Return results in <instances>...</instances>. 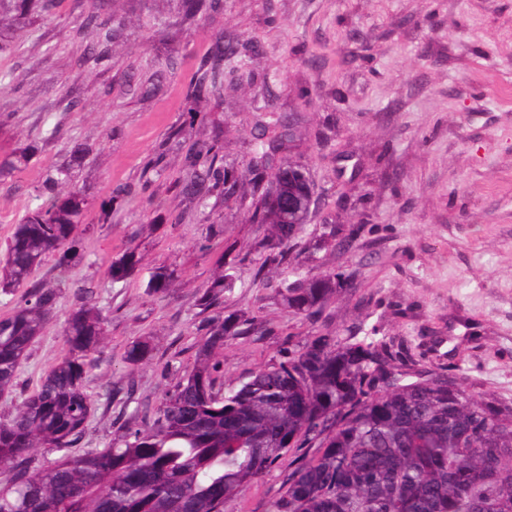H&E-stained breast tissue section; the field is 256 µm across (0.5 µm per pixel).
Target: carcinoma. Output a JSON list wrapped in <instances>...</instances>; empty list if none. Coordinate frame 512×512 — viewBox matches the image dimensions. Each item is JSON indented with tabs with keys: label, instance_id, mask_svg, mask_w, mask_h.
Instances as JSON below:
<instances>
[{
	"label": "carcinoma",
	"instance_id": "cac0c4a2",
	"mask_svg": "<svg viewBox=\"0 0 512 512\" xmlns=\"http://www.w3.org/2000/svg\"><path fill=\"white\" fill-rule=\"evenodd\" d=\"M58 0H0V56L17 46L4 31L50 12ZM224 9V0H181L178 17L191 28L198 17ZM84 26L97 41L85 56L93 69L112 65V18L90 12ZM235 49L218 41L185 100L183 123L202 115L204 93L224 90V56ZM256 144L243 171L230 174L215 142L187 145L184 186L193 200L228 198V179L252 186L253 216L266 215L292 197L308 212L306 182L271 174L278 154L294 141L285 131ZM75 164L48 170L32 204L15 226L5 254L0 292H27L0 317V393L17 386L32 344L56 317L62 287L86 258L80 230L85 200L69 189ZM129 195L118 184L100 205L99 221ZM301 214L283 212L274 225L276 246L266 260L288 255ZM56 285L33 280L47 258ZM129 251L111 261L114 282L134 267ZM297 279L281 289L289 308L317 323L336 293V276ZM233 279H218L198 305L216 311L196 344L192 371L165 394L150 417L131 416L105 448L78 455L74 446L90 422L93 404L85 381L98 368L109 318L94 291L77 288L81 305L64 323L68 354L53 365L15 412L0 418V512H224L226 499L273 471L283 455L298 452L284 475L286 490L274 512H512V407L474 396L464 378L442 368L417 367L372 336L345 339L327 331L288 348L251 372L237 389L217 387L224 342L255 330L246 314L224 313ZM151 353L133 342L125 360ZM54 452L62 456L51 459Z\"/></svg>",
	"mask_w": 512,
	"mask_h": 512
}]
</instances>
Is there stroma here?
Wrapping results in <instances>:
<instances>
[{"label":"stroma","instance_id":"1","mask_svg":"<svg viewBox=\"0 0 512 512\" xmlns=\"http://www.w3.org/2000/svg\"><path fill=\"white\" fill-rule=\"evenodd\" d=\"M94 7L61 0L16 33L18 53L0 58L17 77L0 87V161L33 150L0 177V258L46 171L76 143L93 147L74 181L87 199V257L16 389L0 395V418L65 356L62 324L75 285H87L112 322L86 382L93 415L74 450L104 447L190 371L210 319L196 299L223 274L235 281L225 313H246L258 326L225 342L223 390L288 344L333 330L390 342L465 378L474 394L512 405V0H224L222 12L189 30L175 24L177 0H106L104 15L123 23L108 70L84 62L91 37L81 25ZM160 13L172 24L164 42L153 26ZM219 38L237 48L224 60L236 79L222 97L202 100V122L184 127L190 84ZM274 112L292 118L288 156L308 167L325 204L287 259L268 263L270 227L252 223L242 195L196 206L180 190L186 139H218L225 167L239 170L256 139L274 135ZM158 153L162 169L143 183L142 165ZM115 183L129 186L131 199L103 224L99 205ZM128 251L134 272L112 282L109 260ZM296 266L350 281L322 323L295 314L279 294ZM161 267L173 276L164 292L148 293ZM136 340L151 355L130 364L125 352ZM129 381L132 399L113 400V387ZM284 473L227 499L224 512H273Z\"/></svg>","mask_w":512,"mask_h":512}]
</instances>
